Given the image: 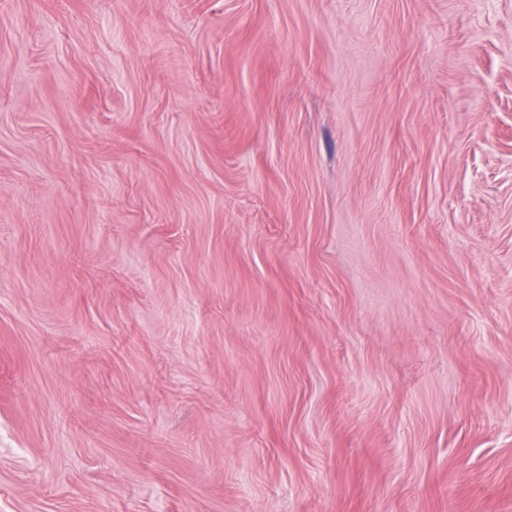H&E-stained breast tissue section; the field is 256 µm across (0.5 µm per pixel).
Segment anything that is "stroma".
Segmentation results:
<instances>
[{
    "instance_id": "1",
    "label": "stroma",
    "mask_w": 512,
    "mask_h": 512,
    "mask_svg": "<svg viewBox=\"0 0 512 512\" xmlns=\"http://www.w3.org/2000/svg\"><path fill=\"white\" fill-rule=\"evenodd\" d=\"M0 512H512V0H0Z\"/></svg>"
}]
</instances>
